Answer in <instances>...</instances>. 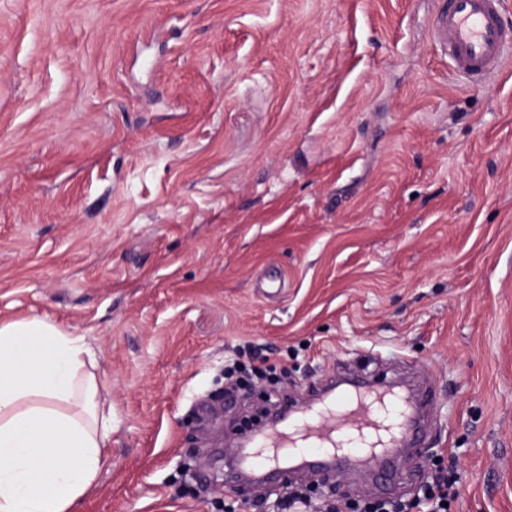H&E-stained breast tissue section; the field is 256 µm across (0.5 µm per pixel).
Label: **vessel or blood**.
Returning <instances> with one entry per match:
<instances>
[{
	"label": "vessel or blood",
	"instance_id": "1",
	"mask_svg": "<svg viewBox=\"0 0 512 512\" xmlns=\"http://www.w3.org/2000/svg\"><path fill=\"white\" fill-rule=\"evenodd\" d=\"M501 0H445L429 36L454 70L471 83H483L512 56V32L500 21ZM430 399L403 394L391 378L356 381L330 401L293 414L280 410L250 447L238 449L237 478L283 477L304 465L330 460L385 477L395 472L397 448L415 435L418 414Z\"/></svg>",
	"mask_w": 512,
	"mask_h": 512
}]
</instances>
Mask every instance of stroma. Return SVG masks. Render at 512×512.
Here are the masks:
<instances>
[{"label":"stroma","mask_w":512,"mask_h":512,"mask_svg":"<svg viewBox=\"0 0 512 512\" xmlns=\"http://www.w3.org/2000/svg\"><path fill=\"white\" fill-rule=\"evenodd\" d=\"M441 0H0V320L94 350L108 464L77 512H228L270 380L412 363L453 512H512V66ZM268 381L224 405V369ZM430 40L454 70L473 84L501 71L512 54V33L500 21L501 0H444Z\"/></svg>","instance_id":"1"}]
</instances>
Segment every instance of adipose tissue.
Listing matches in <instances>:
<instances>
[{"label": "adipose tissue", "instance_id": "obj_1", "mask_svg": "<svg viewBox=\"0 0 512 512\" xmlns=\"http://www.w3.org/2000/svg\"><path fill=\"white\" fill-rule=\"evenodd\" d=\"M94 352L42 318L0 321V512H73L112 434Z\"/></svg>", "mask_w": 512, "mask_h": 512}]
</instances>
